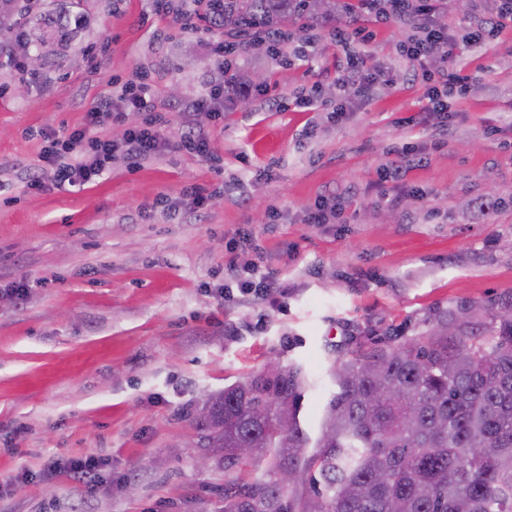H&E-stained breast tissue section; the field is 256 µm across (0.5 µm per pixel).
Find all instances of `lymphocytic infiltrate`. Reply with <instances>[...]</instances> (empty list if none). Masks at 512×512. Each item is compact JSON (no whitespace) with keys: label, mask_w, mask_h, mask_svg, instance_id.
Returning a JSON list of instances; mask_svg holds the SVG:
<instances>
[{"label":"lymphocytic infiltrate","mask_w":512,"mask_h":512,"mask_svg":"<svg viewBox=\"0 0 512 512\" xmlns=\"http://www.w3.org/2000/svg\"><path fill=\"white\" fill-rule=\"evenodd\" d=\"M213 0H183L181 10L171 8V0H150L156 15L169 19L179 30H197L199 23L208 29L220 28L224 16L212 6ZM444 0H361L362 10L376 23H400L411 34L398 52L411 63V77L425 89L421 99L422 112L432 117L431 129L438 135L448 132V114L466 98L470 77L455 64V38L448 25L438 23L437 17ZM512 28V0H493L488 13L475 16L470 22L465 39L473 45L497 41L506 28ZM299 34L313 44L326 38L336 50V69L342 86L362 99L371 98L375 83L365 72V59L355 52L354 44L366 41L362 27L346 26L320 31L303 25ZM261 34L244 41L233 37L209 46L217 79L208 83L196 99L182 105L185 116L196 112L207 113L215 124L224 122V91L240 89L238 62L249 44L261 42ZM112 91L99 98L86 112L81 126L57 130L42 128L40 166L29 175V189L46 192L68 186H85L96 182L109 172L115 162H123L129 169H138L141 163L169 152H186L199 157L211 154L210 140L201 131L190 126L170 134L168 113L157 111L151 102L154 80L142 75L139 81L113 79ZM140 116L139 122L127 124L128 113ZM214 194L197 185L184 187L180 200L159 196L154 206L176 218L206 213ZM101 462L92 456L53 458L48 460L42 474L52 477L67 472L70 478L87 487H95L101 479Z\"/></svg>","instance_id":"f902f5d3"}]
</instances>
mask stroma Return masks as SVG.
I'll return each mask as SVG.
<instances>
[{
  "instance_id": "1",
  "label": "stroma",
  "mask_w": 512,
  "mask_h": 512,
  "mask_svg": "<svg viewBox=\"0 0 512 512\" xmlns=\"http://www.w3.org/2000/svg\"><path fill=\"white\" fill-rule=\"evenodd\" d=\"M31 9L27 44L0 34L13 57H41L32 81L0 66V289L28 285L24 305L0 297V512H221L223 470L198 468L184 449L207 395L273 359L302 366L312 385L300 417L314 435L336 357L371 338L418 337L434 307L512 296V30L462 49L474 80L447 142L410 121L422 89L397 51L407 29L371 24L363 55L391 80L341 120L328 117L336 68L326 42H292L287 65L255 48L240 61L255 92L235 97L223 127L194 117L213 160L117 163L83 188L34 194L25 178L39 163L36 130L81 125L112 77L137 71L152 74L156 107L180 128L179 105L202 92L213 62L193 33L154 38L162 23L145 0ZM99 49V70L85 72V54ZM315 84L323 103L268 109V97ZM406 143L419 157L403 181L379 187L377 169ZM220 183L224 195L202 216L140 218L159 196ZM332 194L336 223H305ZM482 198L494 202L491 219L466 207ZM233 257L282 288L240 302L223 288ZM90 454L108 475L93 491L40 475L48 458Z\"/></svg>"
}]
</instances>
